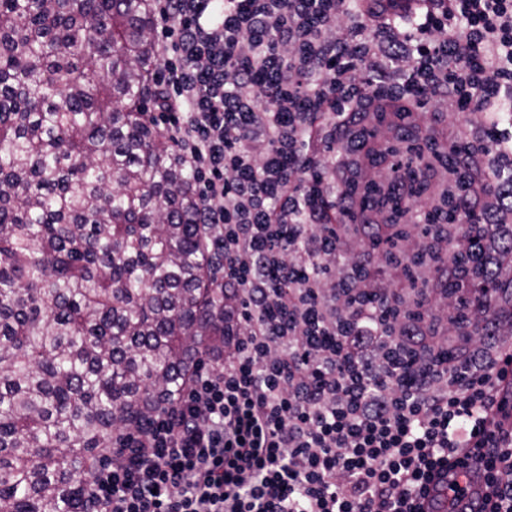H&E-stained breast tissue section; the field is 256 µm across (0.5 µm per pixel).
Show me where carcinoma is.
I'll list each match as a JSON object with an SVG mask.
<instances>
[{"label":"carcinoma","instance_id":"obj_1","mask_svg":"<svg viewBox=\"0 0 512 512\" xmlns=\"http://www.w3.org/2000/svg\"><path fill=\"white\" fill-rule=\"evenodd\" d=\"M159 69L150 0H0V512H86L113 433L224 356Z\"/></svg>","mask_w":512,"mask_h":512}]
</instances>
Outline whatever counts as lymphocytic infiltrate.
Returning <instances> with one entry per match:
<instances>
[{
  "mask_svg": "<svg viewBox=\"0 0 512 512\" xmlns=\"http://www.w3.org/2000/svg\"><path fill=\"white\" fill-rule=\"evenodd\" d=\"M382 2L156 0L152 119L236 306L223 361L115 434L88 512H425L435 479L453 510L464 459L478 512H512V317L483 311L512 287L478 288L512 266V0Z\"/></svg>",
  "mask_w": 512,
  "mask_h": 512,
  "instance_id": "obj_1",
  "label": "lymphocytic infiltrate"
}]
</instances>
